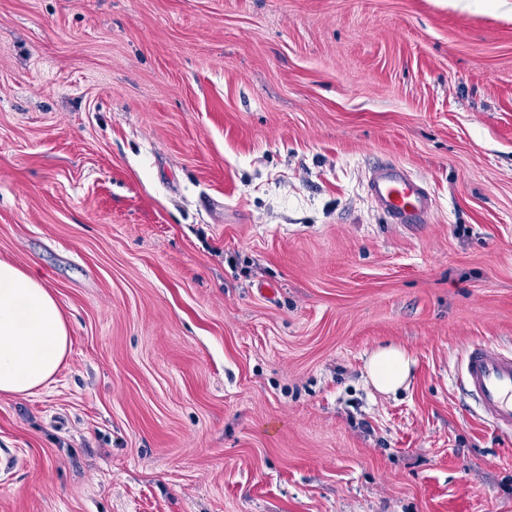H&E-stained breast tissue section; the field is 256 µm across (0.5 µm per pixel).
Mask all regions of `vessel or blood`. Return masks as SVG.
Segmentation results:
<instances>
[{
    "instance_id": "1",
    "label": "vessel or blood",
    "mask_w": 512,
    "mask_h": 512,
    "mask_svg": "<svg viewBox=\"0 0 512 512\" xmlns=\"http://www.w3.org/2000/svg\"><path fill=\"white\" fill-rule=\"evenodd\" d=\"M368 188L390 223L417 228L429 222L432 197L425 183L402 166L375 165ZM459 388L476 403L483 419L512 436V349L491 341L467 346Z\"/></svg>"
}]
</instances>
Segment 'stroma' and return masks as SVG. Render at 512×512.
Segmentation results:
<instances>
[{
  "label": "stroma",
  "mask_w": 512,
  "mask_h": 512,
  "mask_svg": "<svg viewBox=\"0 0 512 512\" xmlns=\"http://www.w3.org/2000/svg\"><path fill=\"white\" fill-rule=\"evenodd\" d=\"M0 260L71 340L0 512H512L455 384L512 345V0H0ZM368 188L377 206L392 224L417 228L428 224L433 208L425 183L396 163L375 165ZM414 364L413 357L403 346H381L370 357L367 377L379 393L396 394L408 385Z\"/></svg>",
  "instance_id": "obj_1"
}]
</instances>
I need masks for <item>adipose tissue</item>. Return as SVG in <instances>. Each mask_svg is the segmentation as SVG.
<instances>
[{
	"mask_svg": "<svg viewBox=\"0 0 512 512\" xmlns=\"http://www.w3.org/2000/svg\"><path fill=\"white\" fill-rule=\"evenodd\" d=\"M70 345L66 321L51 285L0 260V394L34 395L56 379ZM415 361L406 348L376 349L367 377L382 394L407 386Z\"/></svg>",
	"mask_w": 512,
	"mask_h": 512,
	"instance_id": "obj_1",
	"label": "adipose tissue"
}]
</instances>
